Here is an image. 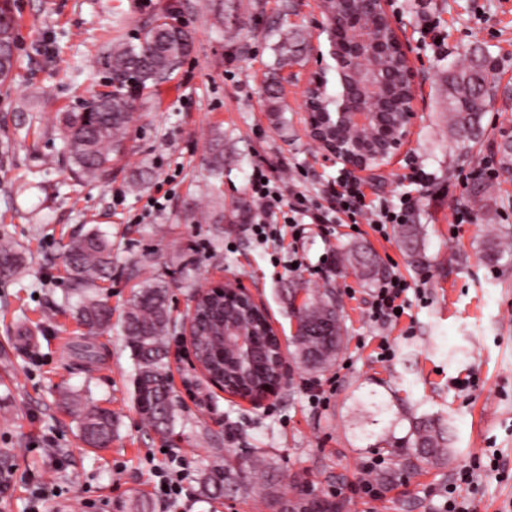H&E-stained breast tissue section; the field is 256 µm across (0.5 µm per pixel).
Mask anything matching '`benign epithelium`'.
<instances>
[{"instance_id": "obj_1", "label": "benign epithelium", "mask_w": 512, "mask_h": 512, "mask_svg": "<svg viewBox=\"0 0 512 512\" xmlns=\"http://www.w3.org/2000/svg\"><path fill=\"white\" fill-rule=\"evenodd\" d=\"M339 7L331 9L325 0L318 8L324 15L321 31L327 33L328 54L334 65L320 66L309 72L303 84V112L309 136L326 158L342 163L353 175L379 178L389 163L409 142L418 118L416 95H411L405 110L394 123L381 120L378 107L387 101L394 83L416 85V73L409 62L408 47L400 37L387 41L379 34V22L385 20L396 29L389 15L386 0H336ZM341 87L331 115H322V121H335L336 136L323 134L314 118L315 97L326 83L327 72ZM375 126L378 129L376 148L370 153L358 142H348L343 130ZM207 290L222 294L231 292L241 301L258 306L251 293L236 281L210 284ZM242 357L251 361L253 337L242 331L229 337ZM278 378L276 383L263 388L258 398L267 399L279 394L287 374L288 352L285 342L278 341Z\"/></svg>"}]
</instances>
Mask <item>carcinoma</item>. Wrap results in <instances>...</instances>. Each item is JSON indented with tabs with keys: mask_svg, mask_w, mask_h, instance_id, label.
I'll list each match as a JSON object with an SVG mask.
<instances>
[{
	"mask_svg": "<svg viewBox=\"0 0 512 512\" xmlns=\"http://www.w3.org/2000/svg\"><path fill=\"white\" fill-rule=\"evenodd\" d=\"M174 6H164L146 22L140 33L129 42L120 40L104 52V63L112 75V89L95 93L84 101L78 112H65L61 118L66 138L68 169L74 178L95 186L112 178V165L124 149L132 110L143 92L167 82L191 50L188 30L171 23ZM13 15L7 3L0 4V85L12 82L18 65ZM498 61L488 53L463 68L448 69V125L459 144L474 141L481 114L496 96L497 86L491 81ZM210 166L215 176L224 173L223 138L213 139ZM512 252V242L495 238L484 243L482 258L498 263ZM63 259L72 288L80 295L77 315L91 328L106 329L112 309L96 298L91 289L108 274L112 263V242L96 232L73 238L64 245ZM19 245L9 237L0 239V275L8 277L19 268ZM337 263H347L363 279L379 282L385 271L369 252L340 254ZM200 301L197 314L203 318L196 327L198 358L206 371L224 378L232 371L235 356L224 351L219 333L225 314L237 308L229 296L215 297L197 292ZM336 294L331 290L308 295L296 310L299 339L293 356L309 371H323L336 361L342 343V328ZM122 330L135 361L133 397L137 411L159 433L169 431L175 418L176 401L167 372L168 336L176 331L172 322L168 288L160 280H146L132 295L123 320ZM272 351L259 347L252 360L246 390L270 378ZM112 412L94 404L80 409L81 439L87 446L99 448L112 440ZM397 466L406 470H422L450 459L445 430L433 419L416 418L407 436L397 441L392 451ZM239 461L214 465L199 478L200 493L218 499L237 476ZM296 508L307 512H338L340 505L328 498L311 496L299 499Z\"/></svg>",
	"mask_w": 512,
	"mask_h": 512,
	"instance_id": "carcinoma-1",
	"label": "carcinoma"
}]
</instances>
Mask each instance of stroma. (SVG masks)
I'll use <instances>...</instances> for the list:
<instances>
[{
	"label": "stroma",
	"mask_w": 512,
	"mask_h": 512,
	"mask_svg": "<svg viewBox=\"0 0 512 512\" xmlns=\"http://www.w3.org/2000/svg\"><path fill=\"white\" fill-rule=\"evenodd\" d=\"M188 27L192 50L181 68L150 89L149 108H135L125 150L109 181L89 187L72 178L61 113L77 110L108 84L102 49L132 40L164 4ZM18 20L20 66L0 87V236L22 246L17 273L0 276V512H29L30 483L54 493L46 512H256L266 480L291 493L299 476L320 496L343 488L346 512H436L449 480L474 458L499 453L505 477L484 476L467 490L475 512H512V259L489 265L487 239L512 234V183L488 178L492 205L470 186L497 168L512 139V0H387L417 71L418 119L410 141L383 181L364 182L367 201L412 205L421 250L410 256L398 230L374 232L368 217L324 224L282 208L279 233L258 243L250 225L263 222L250 181L263 171L284 195L302 193L327 208L348 180L325 158L302 114L304 73L327 51L321 16L309 0H9ZM303 45L300 63L283 65L282 42ZM498 58L496 99L481 118L469 157L448 129L444 80L475 51ZM282 84V109L269 111L266 88ZM25 123L27 136L15 133ZM224 133L222 193L208 166L215 131ZM148 178L130 190L140 173ZM470 219L455 223L459 206ZM206 221H193L196 212ZM97 229L112 242L108 277L97 294L112 310L109 329L89 335L67 305L71 292L61 245ZM372 251L413 288L397 326L369 319L373 284L339 267L340 251ZM164 281L176 321H184L197 289L239 281L263 305L274 329L290 339L293 310L306 294L334 289L344 343L325 371L293 366L279 395L253 401L225 393L169 338L168 367L178 401L167 434L157 433L133 401L134 362L122 320L135 289ZM35 336L17 347V330ZM388 340L392 356L378 357ZM326 392L314 407L311 391ZM111 411L107 448L80 440L79 417L65 394ZM386 402L377 414L374 405ZM427 416L448 431V463L416 474L397 472L381 498L359 490L363 464L389 461L394 440ZM261 449L268 468L246 470L240 490L201 496L198 479L227 452ZM183 488L174 502L156 486L162 476Z\"/></svg>",
	"instance_id": "35a3bbf8"
}]
</instances>
